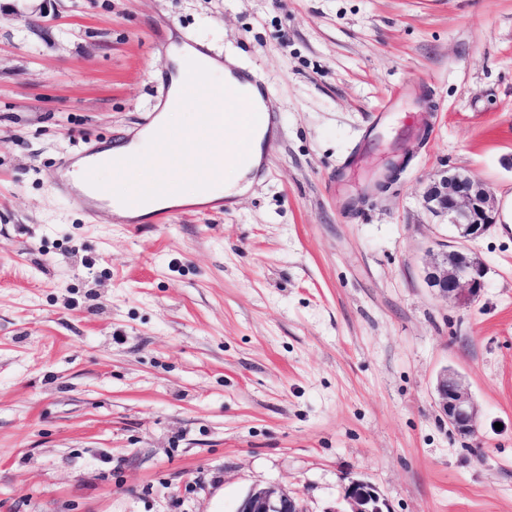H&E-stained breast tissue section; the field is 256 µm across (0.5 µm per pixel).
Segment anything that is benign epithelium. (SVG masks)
Here are the masks:
<instances>
[{"instance_id":"obj_1","label":"benign epithelium","mask_w":512,"mask_h":512,"mask_svg":"<svg viewBox=\"0 0 512 512\" xmlns=\"http://www.w3.org/2000/svg\"><path fill=\"white\" fill-rule=\"evenodd\" d=\"M423 204L434 216L447 221L460 245L439 251L424 268V281L439 297L464 302L477 297L484 286L486 269L462 244L475 240L496 224L493 194L481 181L465 171H445L427 184ZM439 412L456 435L474 438L479 434L481 409L463 377L451 368L443 369L434 383ZM345 507L331 512H386V501L378 487L364 479L352 478L344 487ZM235 512H305L297 496L276 486L254 487L237 503Z\"/></svg>"}]
</instances>
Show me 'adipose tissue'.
<instances>
[{
	"label": "adipose tissue",
	"instance_id": "adipose-tissue-1",
	"mask_svg": "<svg viewBox=\"0 0 512 512\" xmlns=\"http://www.w3.org/2000/svg\"><path fill=\"white\" fill-rule=\"evenodd\" d=\"M198 55L196 47L183 42L170 44L167 77L169 94L155 124L138 133L128 143L114 146L117 154L128 155L122 170L113 172V199L118 200L115 214L142 220L163 207L201 205L245 192L250 176L259 167L263 145L270 135L269 127H253L251 108L224 112L210 108L196 92L198 80L204 79L237 95L241 83L231 66L213 58L193 73L191 60ZM251 130L247 147L248 162H239V136ZM162 133L179 136L183 157L179 165L156 164L141 167L137 155L151 137Z\"/></svg>",
	"mask_w": 512,
	"mask_h": 512
}]
</instances>
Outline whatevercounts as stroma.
<instances>
[{
    "label": "stroma",
    "mask_w": 512,
    "mask_h": 512,
    "mask_svg": "<svg viewBox=\"0 0 512 512\" xmlns=\"http://www.w3.org/2000/svg\"><path fill=\"white\" fill-rule=\"evenodd\" d=\"M172 33L268 87L261 168L220 212L89 213L61 160L143 127ZM510 153L512 0H0V512H234L268 484L331 512L353 477L389 512H512V223L448 302L421 199L460 170L504 207ZM446 367L478 437L435 405ZM435 402L439 412L456 435L474 438L479 434L481 409L456 370L446 367L434 383Z\"/></svg>",
    "instance_id": "35a3bbf8"
}]
</instances>
